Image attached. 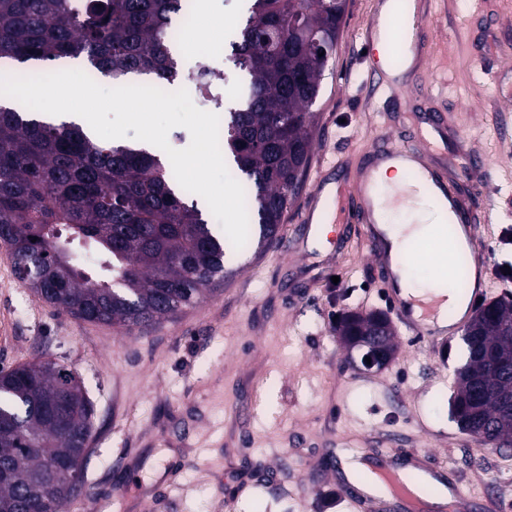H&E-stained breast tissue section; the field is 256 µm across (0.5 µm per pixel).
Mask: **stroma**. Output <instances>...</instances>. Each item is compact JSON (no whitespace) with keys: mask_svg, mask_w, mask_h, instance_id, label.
<instances>
[{"mask_svg":"<svg viewBox=\"0 0 512 512\" xmlns=\"http://www.w3.org/2000/svg\"><path fill=\"white\" fill-rule=\"evenodd\" d=\"M429 24L409 49L386 59L362 31L378 0H349L325 64L307 178L284 224L298 223L317 180L355 174L381 139L427 135V117L446 120L432 161L463 162L468 134L487 185L461 184L485 219L494 275L488 300L512 301V0H417ZM247 14L246 0H209L174 47L178 63L223 52ZM419 56L415 73L404 54ZM384 72L376 91L370 66ZM325 240L302 251L250 247L233 276L177 318L139 333L79 321L40 301L12 272L0 243V368L37 359L64 362L94 404L86 487L101 512H351L341 453L429 449L465 488L470 512L495 494L512 499V449L471 444L451 416L460 337L422 343L397 333L395 360L380 371L350 367L336 318L349 310L388 312L368 250L351 239L344 256L336 196L322 193ZM337 263L338 276L327 268ZM179 469L178 484L169 473Z\"/></svg>","mask_w":512,"mask_h":512,"instance_id":"1","label":"stroma"}]
</instances>
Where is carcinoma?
Masks as SVG:
<instances>
[{"instance_id":"obj_1","label":"carcinoma","mask_w":512,"mask_h":512,"mask_svg":"<svg viewBox=\"0 0 512 512\" xmlns=\"http://www.w3.org/2000/svg\"><path fill=\"white\" fill-rule=\"evenodd\" d=\"M185 0H0V63L29 76L62 58L127 85L146 75L163 89L179 71L173 43ZM345 11L325 0H251L232 43L248 76L243 107L222 115L221 145L243 176L258 245H280L312 150V105ZM166 159L81 126L52 123L0 99V242L17 281L45 304L84 321L132 332L175 317L231 275L232 243L215 235ZM81 248L90 268L72 262ZM457 369L451 414L491 447L512 446V302L475 311ZM336 334L353 351L376 335L396 353L391 323L347 312ZM94 407L65 365L38 360L0 369V512H60L87 495L84 474L57 466L89 448Z\"/></svg>"}]
</instances>
